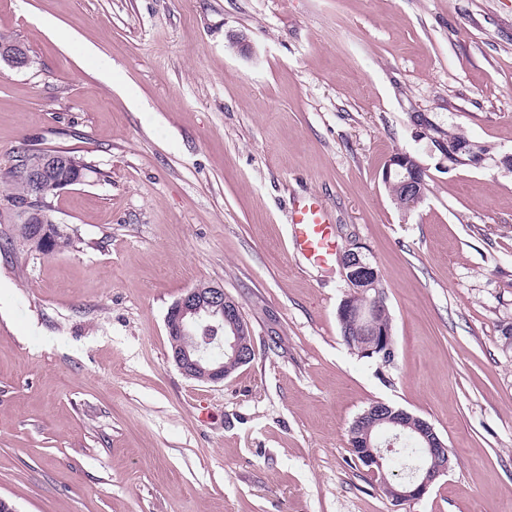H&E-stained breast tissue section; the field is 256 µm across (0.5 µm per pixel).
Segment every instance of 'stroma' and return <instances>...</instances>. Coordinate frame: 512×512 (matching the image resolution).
Listing matches in <instances>:
<instances>
[{"label": "stroma", "instance_id": "35a3bbf8", "mask_svg": "<svg viewBox=\"0 0 512 512\" xmlns=\"http://www.w3.org/2000/svg\"><path fill=\"white\" fill-rule=\"evenodd\" d=\"M0 36L31 56L0 61V175L28 146L92 166L50 199L69 249L0 255L17 512H512V172H441L410 120L512 154V0H0ZM405 152L408 212L381 180ZM310 195L384 280L391 365L344 343L338 264L291 245ZM201 284L252 330L217 384L170 355L168 309ZM377 401L452 451L421 499L351 452ZM424 170L421 166L410 167L404 156H396L391 158L383 170V182L387 185L393 179H399L400 185L403 186L405 195L412 194L416 197H423V188L421 182L423 180Z\"/></svg>", "mask_w": 512, "mask_h": 512}]
</instances>
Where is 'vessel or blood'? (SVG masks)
Returning <instances> with one entry per match:
<instances>
[{
    "label": "vessel or blood",
    "instance_id": "1",
    "mask_svg": "<svg viewBox=\"0 0 512 512\" xmlns=\"http://www.w3.org/2000/svg\"><path fill=\"white\" fill-rule=\"evenodd\" d=\"M290 224L294 249L315 263L330 264L336 241L327 211L320 200L314 197L299 200L291 213Z\"/></svg>",
    "mask_w": 512,
    "mask_h": 512
}]
</instances>
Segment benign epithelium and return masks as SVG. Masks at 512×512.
Masks as SVG:
<instances>
[{
  "label": "benign epithelium",
  "instance_id": "1",
  "mask_svg": "<svg viewBox=\"0 0 512 512\" xmlns=\"http://www.w3.org/2000/svg\"><path fill=\"white\" fill-rule=\"evenodd\" d=\"M0 58L14 68H24L30 63V56L24 43L17 40L0 41ZM68 165V157L62 153H48L35 162L29 169V183L32 202L23 206L22 220L29 225L33 238L40 240L46 234V218L38 205L46 193L60 191L67 186L79 183V180L58 177L60 168ZM424 177L422 167H411L403 156L391 158L383 170V182L394 179L400 181L405 195L423 197L421 182ZM361 250H349L341 260L346 280H365L371 268L361 259ZM168 337L172 338V360L186 377L206 382L219 383L232 372L248 364L255 355L252 343L246 341L248 324L243 319L239 306L233 298L224 293V289L192 288L177 299L166 315ZM373 406L389 412L381 419H375L365 428L361 447L367 449L365 460L369 471L383 474V460L394 452L392 446L401 438L402 426L400 412L384 402H375ZM391 435L386 447L371 442L370 432L377 426ZM426 443V450L432 463L416 467L401 484V489L393 491L392 500L404 503L422 498L431 484L439 477L448 474V467L437 464V456L447 452V446L440 439L434 427L423 422L417 430Z\"/></svg>",
  "mask_w": 512,
  "mask_h": 512
}]
</instances>
